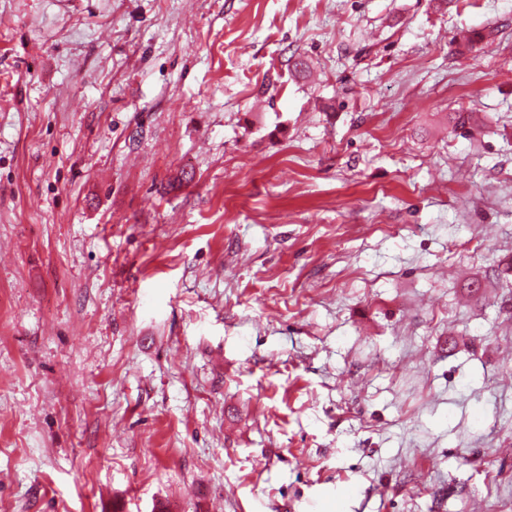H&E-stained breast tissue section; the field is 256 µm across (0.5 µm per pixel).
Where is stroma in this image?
<instances>
[{
    "label": "stroma",
    "mask_w": 512,
    "mask_h": 512,
    "mask_svg": "<svg viewBox=\"0 0 512 512\" xmlns=\"http://www.w3.org/2000/svg\"><path fill=\"white\" fill-rule=\"evenodd\" d=\"M508 497L512 0H0V512Z\"/></svg>",
    "instance_id": "stroma-1"
}]
</instances>
